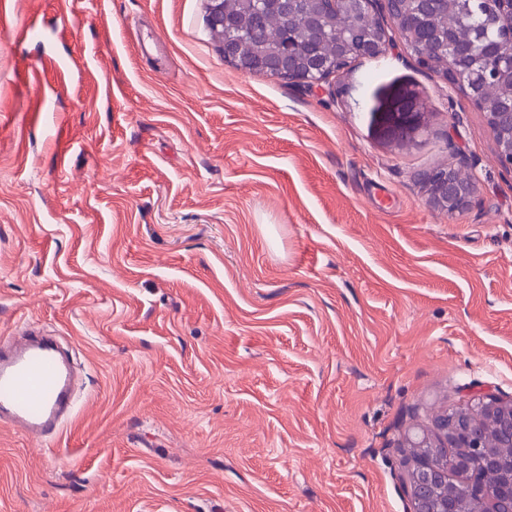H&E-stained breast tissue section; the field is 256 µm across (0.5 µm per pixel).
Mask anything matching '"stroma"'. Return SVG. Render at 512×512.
I'll use <instances>...</instances> for the list:
<instances>
[{
    "instance_id": "35a3bbf8",
    "label": "stroma",
    "mask_w": 512,
    "mask_h": 512,
    "mask_svg": "<svg viewBox=\"0 0 512 512\" xmlns=\"http://www.w3.org/2000/svg\"><path fill=\"white\" fill-rule=\"evenodd\" d=\"M208 0H0V336L81 365L0 424V512H409L405 436L512 400V172L404 47L326 90L226 63ZM31 23L49 42L21 40ZM410 90L415 138L388 133ZM470 159L451 216L421 175Z\"/></svg>"
}]
</instances>
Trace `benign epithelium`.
<instances>
[{"mask_svg": "<svg viewBox=\"0 0 512 512\" xmlns=\"http://www.w3.org/2000/svg\"><path fill=\"white\" fill-rule=\"evenodd\" d=\"M326 5L309 16L313 31L320 29V21L327 9L338 10V4H347L358 14L372 19L374 26L361 27L341 45V55L336 64L326 65L319 57L309 56L308 65L301 67L293 49H282L278 54L258 60H245L236 45H222L224 60L241 69L261 71L268 76L299 82L308 88L328 87L330 96H342L343 78L351 59L380 58L388 55L393 43L387 36L386 22H391L398 30L403 47L410 51L417 63L435 73L446 85L449 92L458 95L463 103L450 102L452 118L473 107L484 112L487 123L496 137L497 157L500 164L512 169V111L498 112L496 105L480 94L476 87L464 85V77L471 57L480 51L484 58L481 75L484 83L512 84V54L502 56L499 51L486 43L478 46L458 48L452 51L453 59L440 63L437 55L440 48L448 47V37L438 39L435 47H423L415 40L416 26L426 13L429 0H312ZM391 130L403 137L417 132L421 125L422 112L415 93L407 91L394 98L387 110ZM427 204L435 211L453 215L467 209L477 190V179L471 171L467 156L458 153V161L448 167L432 169L422 176ZM480 409L470 412L465 421L454 425L443 422L436 428V436L431 439L426 434H416L407 438L410 448H465L482 454L484 470L500 464L487 442V421L499 422L502 432L512 438V400L503 402L494 396L478 399ZM443 458L434 453L421 454L411 458L406 470L400 475L403 490L411 504L412 512H426L427 505L436 502L432 512H456V498L443 496L435 498L436 484L442 474ZM457 490L477 503V512H499V494L489 488L483 473L456 476Z\"/></svg>", "mask_w": 512, "mask_h": 512, "instance_id": "obj_1", "label": "benign epithelium"}]
</instances>
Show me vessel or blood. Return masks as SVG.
I'll return each instance as SVG.
<instances>
[{"label": "vessel or blood", "instance_id": "1", "mask_svg": "<svg viewBox=\"0 0 512 512\" xmlns=\"http://www.w3.org/2000/svg\"><path fill=\"white\" fill-rule=\"evenodd\" d=\"M72 369L48 338L0 340V419L33 438H52L74 411Z\"/></svg>", "mask_w": 512, "mask_h": 512}]
</instances>
